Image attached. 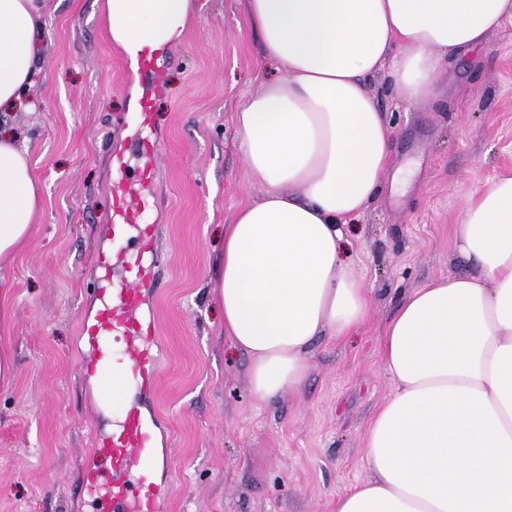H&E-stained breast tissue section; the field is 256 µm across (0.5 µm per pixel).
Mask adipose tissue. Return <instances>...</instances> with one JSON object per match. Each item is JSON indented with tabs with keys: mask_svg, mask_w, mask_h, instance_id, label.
I'll use <instances>...</instances> for the list:
<instances>
[{
	"mask_svg": "<svg viewBox=\"0 0 512 512\" xmlns=\"http://www.w3.org/2000/svg\"><path fill=\"white\" fill-rule=\"evenodd\" d=\"M192 0H104L130 64L179 43ZM263 60L278 71L233 116L261 196L224 227V334L250 358L263 400L303 386L319 338L368 313L342 243L378 199L392 128L366 89L388 68L406 103L436 96L443 59L484 49L512 0H246ZM41 0H0V112L35 75ZM26 149L0 136V267L38 230ZM456 248L469 273L409 291L381 341L393 393L366 432L369 475L335 512H512V176L468 198Z\"/></svg>",
	"mask_w": 512,
	"mask_h": 512,
	"instance_id": "adipose-tissue-1",
	"label": "adipose tissue"
}]
</instances>
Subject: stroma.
Instances as JSON below:
<instances>
[{
	"mask_svg": "<svg viewBox=\"0 0 512 512\" xmlns=\"http://www.w3.org/2000/svg\"><path fill=\"white\" fill-rule=\"evenodd\" d=\"M102 2L49 0L31 106L8 127L28 150L42 210L6 271L15 376L0 388V512H99L79 488L87 469L107 466L92 439L109 420L77 363L95 256L112 245V156L133 155L127 128L145 99L158 148L146 219L165 257L146 295L161 377L141 398L163 450L159 512H334L337 496L368 475L366 431L392 393L380 355L388 320L412 288L467 270L455 243L464 204L512 173V20L477 63L440 64L435 100L409 105L385 71L369 78L393 161L346 246L368 315L351 336L314 344L301 389L263 401L211 292L225 224L263 190L233 122L272 75L261 37L244 0H194L182 41L157 70L134 69L110 40Z\"/></svg>",
	"mask_w": 512,
	"mask_h": 512,
	"instance_id": "35a3bbf8",
	"label": "stroma"
}]
</instances>
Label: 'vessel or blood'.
<instances>
[{"instance_id": "obj_1", "label": "vessel or blood", "mask_w": 512, "mask_h": 512, "mask_svg": "<svg viewBox=\"0 0 512 512\" xmlns=\"http://www.w3.org/2000/svg\"><path fill=\"white\" fill-rule=\"evenodd\" d=\"M141 163L129 176L123 155H114L112 167L119 179L112 188L111 249L96 256L95 291L102 300L94 323L82 336L89 350L80 371L104 384L121 383L128 393L122 419L112 433L96 439L99 455L109 459L110 474H87L85 488L107 512H157L153 473L158 460L152 426L140 407L141 394L153 391L159 379V339L154 317L143 310L144 295L159 282L154 266L144 256H158L157 227L143 221L141 198L152 183L157 148L150 140L138 143ZM121 337L113 352L111 337Z\"/></svg>"}]
</instances>
